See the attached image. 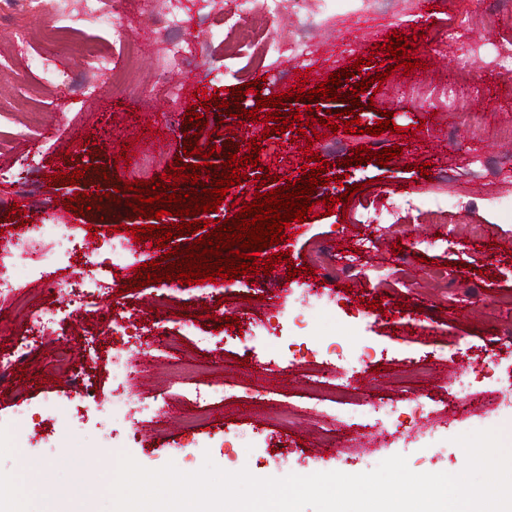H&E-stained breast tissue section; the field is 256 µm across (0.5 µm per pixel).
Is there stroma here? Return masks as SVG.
I'll return each mask as SVG.
<instances>
[{"instance_id":"35a3bbf8","label":"stroma","mask_w":512,"mask_h":512,"mask_svg":"<svg viewBox=\"0 0 512 512\" xmlns=\"http://www.w3.org/2000/svg\"><path fill=\"white\" fill-rule=\"evenodd\" d=\"M155 0H107L137 20L133 39L139 46L137 82L113 85L96 99L84 97L77 85H61L58 70L70 69L88 48L109 50L110 29L53 27L48 15L22 10L14 0H0V75L9 84L10 103L0 107V170L11 181L0 182V218L14 209L39 221L44 212L65 215V200L73 186H50L49 175L72 173L62 153H77L94 143L101 153L109 188L119 180H134L143 166L152 176L166 174L182 156L187 108L197 107L209 126L225 141L249 150L252 139L262 145L259 167H244L242 185L231 186L218 206L217 219L234 218L235 203L254 199L258 190L272 191L300 179L310 154L328 161L326 176L337 193L359 185L349 202L327 207L319 203L306 221L291 222V240L261 251L276 259L269 274H246L233 281L215 278L214 288H173L164 303H156L155 285L133 290L142 263L160 259L165 251L188 247L191 237L155 245L134 246L115 266L122 295H101L95 304L70 318L72 295L60 290L45 294V280L24 276L26 258L16 261L23 311H0V349L29 329L42 311L57 315V334L26 361L25 375L0 382V512H105L107 487L117 458L129 454L147 469L167 463L185 473L212 460L228 472L248 470L258 478L341 471L357 474L374 469L384 459L405 455L416 472L462 471L466 464L456 436L497 429L512 444V406L500 404L498 392L512 386V342L505 334L512 317L502 313L498 296L512 293V212L494 209V202L512 197V140L499 136L512 124V73L487 79L472 71L475 90L493 89L491 103H480L483 138L468 133L469 108L430 114L420 99L407 95L409 86L426 82L443 86L456 79L457 58L475 43L512 42V25L504 24L492 0H436V16L424 21L418 0L394 6L388 14L359 11L353 0H320L319 10L336 15L334 28L314 26L309 37L315 52L307 60L262 55L260 48L276 34L294 26L292 12L271 18L259 9L242 13L240 0H188L192 18L184 36L194 49L192 65L164 71L161 44L154 23ZM247 24L253 41L239 43L237 28ZM29 32L30 48L18 54L16 28ZM454 29L455 42L444 34ZM413 39L406 52L419 63L412 71L393 69L384 44L388 35ZM50 58L53 72L37 68L35 56ZM364 66H357V59ZM334 73L355 68L342 79L338 93L351 92L355 81L368 80L355 110L363 134L346 129L330 132L317 126L316 141L295 129L265 136V110L258 96L297 89L298 73L311 66ZM392 73L376 82L384 67ZM206 75L203 85L188 79L190 71ZM262 81L261 93L247 92L243 106L256 119L231 117L220 108L203 105L208 91L231 100L232 88ZM393 112L394 129L369 135L379 114ZM394 145L402 155L386 166L352 164L357 148L378 152ZM498 160V175L485 174L483 158ZM278 174L277 183H259L263 168ZM409 193L452 200L448 221L435 223L431 213H404L392 228L384 212L387 197ZM376 215L372 224L357 220L363 209ZM485 224L489 233L472 238L468 229ZM454 233L459 245L436 246L438 236ZM363 237L376 244L361 257L368 274L397 270L399 282L365 286L343 274L319 279L305 272L306 257L324 248L346 253ZM448 270L446 281L419 278L422 259ZM296 276H289V268ZM322 281L323 307L309 308L292 291L304 282ZM377 308H370V301ZM187 314H180V307ZM238 317L222 347L198 343V332L217 333L226 318ZM152 339L147 371L134 378L113 377L108 358L125 349L132 361L141 358V339ZM68 347L84 367H95L94 399L74 411V389L68 370L59 367L58 350ZM333 348L345 357L370 353L373 369L358 373L347 400L359 404L368 425L370 447L353 441L346 415L323 417L310 410L289 429H281L267 405L287 407L309 385L303 362ZM466 374L474 393L470 405L455 401V378ZM237 395L213 405L199 403L196 391L214 392L224 385ZM144 400L150 410L128 437V424L113 411V388ZM423 403L430 415L412 419L409 405ZM397 437H390V430Z\"/></svg>"}]
</instances>
